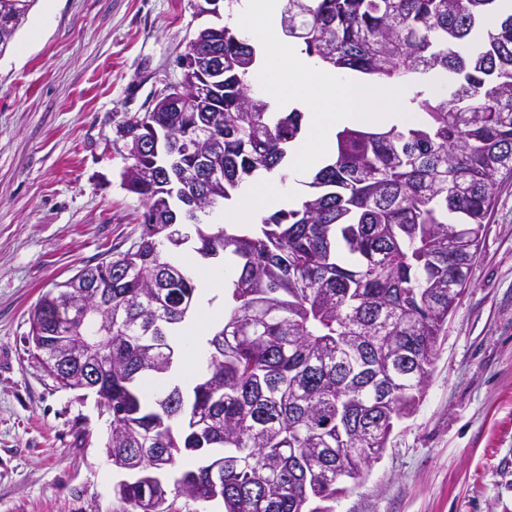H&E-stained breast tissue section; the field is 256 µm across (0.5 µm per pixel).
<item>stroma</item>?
<instances>
[{"mask_svg": "<svg viewBox=\"0 0 512 512\" xmlns=\"http://www.w3.org/2000/svg\"><path fill=\"white\" fill-rule=\"evenodd\" d=\"M203 0H36L0 55V512H123L112 418L31 339L40 297L127 251L145 207L118 127L184 77ZM415 411L335 512H512V179Z\"/></svg>", "mask_w": 512, "mask_h": 512, "instance_id": "1", "label": "stroma"}]
</instances>
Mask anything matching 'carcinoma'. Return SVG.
I'll list each match as a JSON object with an SVG mask.
<instances>
[{
	"instance_id": "cac0c4a2",
	"label": "carcinoma",
	"mask_w": 512,
	"mask_h": 512,
	"mask_svg": "<svg viewBox=\"0 0 512 512\" xmlns=\"http://www.w3.org/2000/svg\"><path fill=\"white\" fill-rule=\"evenodd\" d=\"M36 0H0V54ZM498 0H286L284 35L340 71L386 83L440 68L450 92L419 89L406 110L413 126L336 133V160L320 168L295 208L253 224L194 225L205 258L230 254L224 323L208 339L210 373L192 393L152 391L172 368L170 336L195 306V276L174 261L182 246L172 223L182 205L166 180L142 190L136 249L112 261V327L88 307L81 335L112 339V463L136 473L116 494L125 512H174L175 499L213 500L221 462L224 512H333L345 487L386 447L395 422L415 410L427 385L448 301L468 284L486 217L501 182L512 178V14L460 44ZM201 55L224 56V100L211 112L212 163L221 182L201 191L203 213L232 199L258 171L282 164L303 113L276 114L251 89L255 51L237 29L214 23L194 34ZM120 129L129 153L153 133L172 140L191 113L165 98ZM31 316L52 331L66 316L49 291ZM217 425L197 435L187 418ZM197 456L201 465L177 469Z\"/></svg>"
}]
</instances>
